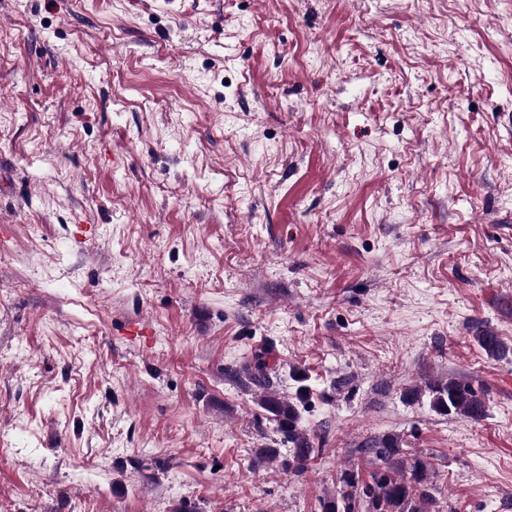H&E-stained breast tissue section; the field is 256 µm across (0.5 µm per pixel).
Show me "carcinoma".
<instances>
[{"label": "carcinoma", "mask_w": 512, "mask_h": 512, "mask_svg": "<svg viewBox=\"0 0 512 512\" xmlns=\"http://www.w3.org/2000/svg\"><path fill=\"white\" fill-rule=\"evenodd\" d=\"M475 340L490 358H505L512 349L485 327L475 329ZM243 372L251 383L264 390L258 405L275 421L277 430L291 445L288 471L300 474L307 469L324 429L303 425V411L309 387L307 376L295 374L300 383L295 399L278 395L266 363L256 358ZM432 410L479 422L487 415L484 392L465 381H434L427 386ZM375 466L369 479L355 468H345L337 476L336 494L319 501V512H431L435 504L436 485L431 464L421 454H410L395 437H387L364 448Z\"/></svg>", "instance_id": "1"}]
</instances>
